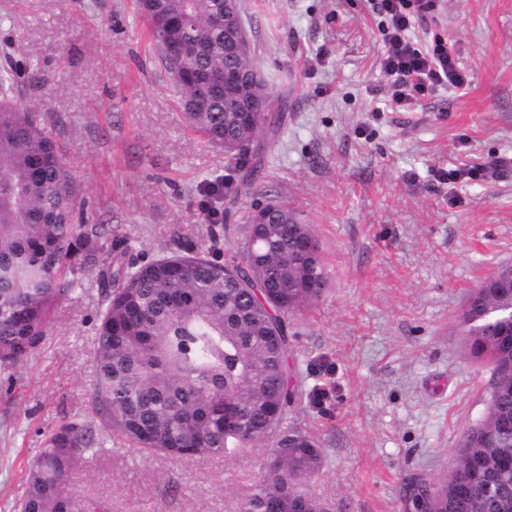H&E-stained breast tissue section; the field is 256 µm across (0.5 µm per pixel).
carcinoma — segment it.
Wrapping results in <instances>:
<instances>
[{
    "label": "carcinoma",
    "mask_w": 512,
    "mask_h": 512,
    "mask_svg": "<svg viewBox=\"0 0 512 512\" xmlns=\"http://www.w3.org/2000/svg\"><path fill=\"white\" fill-rule=\"evenodd\" d=\"M189 127L209 145L240 137L234 103L210 83L224 69L254 68L252 52L224 55V0H137ZM16 68L0 70V371L28 361L52 324L55 305L74 291L75 274L106 283L95 342L94 405L99 432L61 426L27 468L18 512H106L68 482L69 472L116 432L144 454L182 462L232 458L271 444L253 491L234 512H332L308 480L322 463L317 441L288 422L302 395L290 384L288 339L295 316L322 295L304 277L326 281L321 251L297 209L276 202L269 223L252 210L242 256L222 261L200 247L129 267L122 254L99 266V224L75 223L77 195L53 131L16 91ZM256 116L263 144L285 115ZM470 357L489 371L484 415L463 434L455 466L439 478L405 483L413 512H512V285L479 288L461 312Z\"/></svg>",
    "instance_id": "carcinoma-1"
}]
</instances>
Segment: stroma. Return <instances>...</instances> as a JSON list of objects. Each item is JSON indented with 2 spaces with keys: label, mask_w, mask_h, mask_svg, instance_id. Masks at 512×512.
Listing matches in <instances>:
<instances>
[{
  "label": "stroma",
  "mask_w": 512,
  "mask_h": 512,
  "mask_svg": "<svg viewBox=\"0 0 512 512\" xmlns=\"http://www.w3.org/2000/svg\"><path fill=\"white\" fill-rule=\"evenodd\" d=\"M136 0H0V60L50 125L92 224L129 262L223 238L212 209L244 222L283 200L321 242L322 296L293 322L288 365L303 393L291 423L323 450L310 481L333 512H404L414 476L455 464L485 409L487 374L464 350L458 315L512 265V0H437L409 36L455 45L467 74L403 110L386 105L382 21L369 0H241L255 67L286 97L287 120L240 195L221 150L194 134ZM489 158L476 178L449 171ZM224 182L220 200L206 185ZM103 287L81 273L44 345L0 373V512H16L48 433L93 420L94 343ZM266 447L182 463L120 437L70 476L110 512H230Z\"/></svg>",
  "instance_id": "35a3bbf8"
}]
</instances>
